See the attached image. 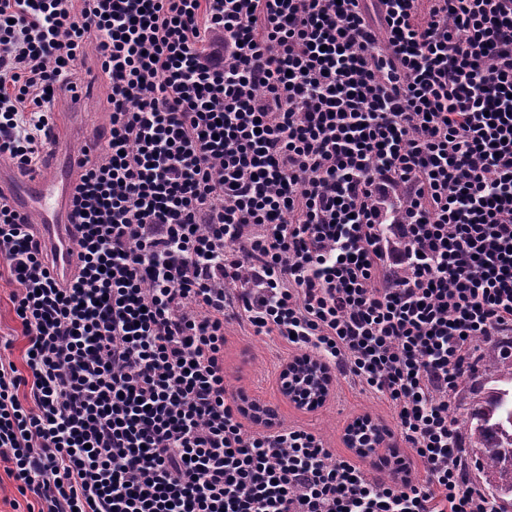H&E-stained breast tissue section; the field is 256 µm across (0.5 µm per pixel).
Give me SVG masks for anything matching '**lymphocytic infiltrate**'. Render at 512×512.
<instances>
[{
    "label": "lymphocytic infiltrate",
    "instance_id": "obj_1",
    "mask_svg": "<svg viewBox=\"0 0 512 512\" xmlns=\"http://www.w3.org/2000/svg\"><path fill=\"white\" fill-rule=\"evenodd\" d=\"M375 2L0 0V158L37 170L88 48L111 112L71 279L0 194V460L38 512H498L450 406L512 335V0ZM233 322L390 401L425 479L246 429ZM7 274L0 279V353L9 356L16 362L18 367H23L22 355L25 346V339L21 336V327L15 320V315L10 301V296L14 290ZM2 337V351H1ZM11 340V347L4 350L5 340Z\"/></svg>",
    "mask_w": 512,
    "mask_h": 512
}]
</instances>
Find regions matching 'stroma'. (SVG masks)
Instances as JSON below:
<instances>
[{
	"label": "stroma",
	"instance_id": "1",
	"mask_svg": "<svg viewBox=\"0 0 512 512\" xmlns=\"http://www.w3.org/2000/svg\"><path fill=\"white\" fill-rule=\"evenodd\" d=\"M75 86H87L89 92L74 98L72 89L60 92L56 104L55 123L65 129L68 151L84 152L106 132L110 125L107 103L108 87L97 64L95 51H88L85 66L74 79ZM14 290L9 279H0V338L10 340L6 354L21 361L25 339L15 319L10 301ZM300 352L273 336H257L247 328L230 325L224 345V384L229 397L246 392L274 411L276 424L300 425L320 435L336 456L353 459L343 436L349 423L368 416L375 422L391 425V407L374 392L350 385L340 377L332 380L330 398L318 409L295 408L283 398L279 375L285 363L299 357Z\"/></svg>",
	"mask_w": 512,
	"mask_h": 512
}]
</instances>
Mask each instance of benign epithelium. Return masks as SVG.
<instances>
[{"label": "benign epithelium", "mask_w": 512, "mask_h": 512, "mask_svg": "<svg viewBox=\"0 0 512 512\" xmlns=\"http://www.w3.org/2000/svg\"><path fill=\"white\" fill-rule=\"evenodd\" d=\"M280 378L282 396L299 409L314 411L331 395V374L316 357H302L286 363ZM344 439L347 446L361 458L376 456L387 445L383 428L375 423L370 427L360 424L345 429Z\"/></svg>", "instance_id": "obj_1"}]
</instances>
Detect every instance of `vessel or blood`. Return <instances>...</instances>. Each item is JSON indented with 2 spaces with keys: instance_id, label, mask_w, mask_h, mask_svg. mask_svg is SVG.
Masks as SVG:
<instances>
[{
  "instance_id": "b4317fda",
  "label": "vessel or blood",
  "mask_w": 512,
  "mask_h": 512,
  "mask_svg": "<svg viewBox=\"0 0 512 512\" xmlns=\"http://www.w3.org/2000/svg\"><path fill=\"white\" fill-rule=\"evenodd\" d=\"M72 187V181L52 175L36 179L29 193L28 208L40 216L41 228L55 250L53 273L59 278L69 277L77 262L70 211L65 206Z\"/></svg>"
}]
</instances>
